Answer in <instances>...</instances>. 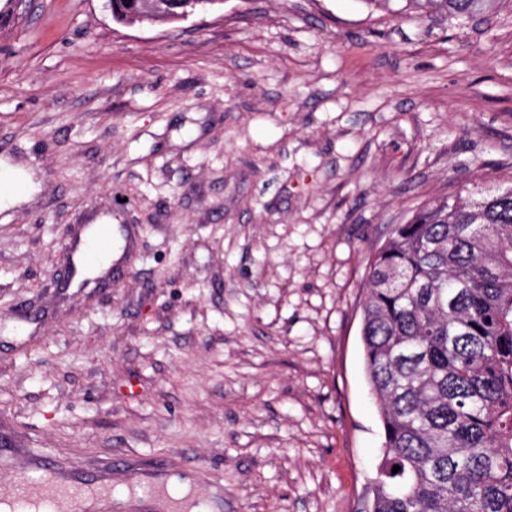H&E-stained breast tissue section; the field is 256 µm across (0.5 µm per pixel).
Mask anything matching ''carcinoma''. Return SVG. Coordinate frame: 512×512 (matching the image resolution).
<instances>
[{"mask_svg": "<svg viewBox=\"0 0 512 512\" xmlns=\"http://www.w3.org/2000/svg\"><path fill=\"white\" fill-rule=\"evenodd\" d=\"M405 2L465 20L495 0ZM198 6L112 0V19L177 22ZM365 282L362 340L384 437L368 512H512V190L420 207Z\"/></svg>", "mask_w": 512, "mask_h": 512, "instance_id": "1", "label": "carcinoma"}]
</instances>
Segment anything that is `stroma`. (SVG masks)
Masks as SVG:
<instances>
[{"label":"stroma","mask_w":512,"mask_h":512,"mask_svg":"<svg viewBox=\"0 0 512 512\" xmlns=\"http://www.w3.org/2000/svg\"><path fill=\"white\" fill-rule=\"evenodd\" d=\"M363 0H108L0 19V437L112 492L196 471L222 512H364L383 442L366 268L424 203L512 186V0L466 22ZM131 227L112 286L68 229ZM112 0V19L120 24L177 22L198 6L214 5L222 0ZM128 3V6H125Z\"/></svg>","instance_id":"35a3bbf8"}]
</instances>
